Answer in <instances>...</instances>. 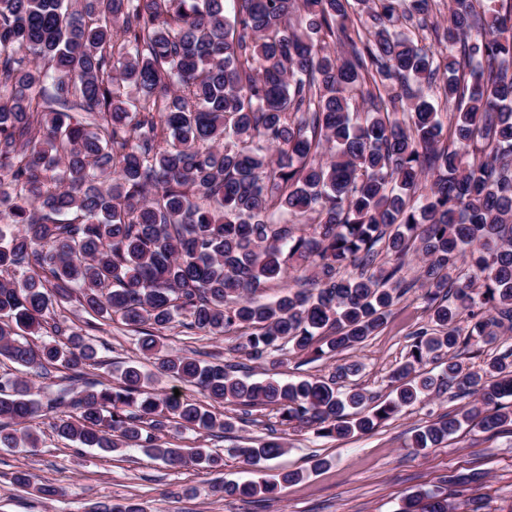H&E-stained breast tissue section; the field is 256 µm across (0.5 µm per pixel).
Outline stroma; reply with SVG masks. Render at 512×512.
Segmentation results:
<instances>
[{
	"label": "stroma",
	"mask_w": 512,
	"mask_h": 512,
	"mask_svg": "<svg viewBox=\"0 0 512 512\" xmlns=\"http://www.w3.org/2000/svg\"><path fill=\"white\" fill-rule=\"evenodd\" d=\"M67 326L95 340L105 365L103 380H115L121 368L144 363L136 333L118 322L89 315L75 302L66 304ZM430 311L419 293L402 297L389 312L376 335L352 348L324 355L282 357L273 353L265 362L248 360L239 340L228 333L219 339L197 337L173 327L161 332L164 349L186 355L195 351L218 352L225 364L236 366L239 376L252 381L278 373L280 379L299 376L330 378L337 366L358 363L362 370L351 382L375 403L394 397L392 373L403 364L416 330L430 326ZM475 397L453 399L432 394L422 402L402 408L373 432L346 439L323 438L310 431L298 432L282 424L280 413L270 406L250 408L228 403L223 413L232 417V432L215 437L208 432L183 431L173 438L182 446L202 445L219 450L224 466L209 470L200 466L173 469L148 458L141 449L105 452L83 448L58 438L49 425L39 429L36 452L0 448V512H89L99 502L133 498L147 512H397L402 499L415 491L446 489L459 512H468L467 492L444 487L445 476L479 468L487 474L482 494L489 512H512V426L492 434L474 425L463 426L447 443L418 451L409 441L415 430L431 424L441 414L472 407ZM277 435L286 442L285 452L271 460L276 471H300L304 480L290 487L279 501L253 503L226 499L218 487L227 479L246 480L248 466L235 454L237 448L254 446ZM323 467H316V460ZM26 470L62 489V496L48 501L18 487L13 476Z\"/></svg>",
	"instance_id": "stroma-1"
}]
</instances>
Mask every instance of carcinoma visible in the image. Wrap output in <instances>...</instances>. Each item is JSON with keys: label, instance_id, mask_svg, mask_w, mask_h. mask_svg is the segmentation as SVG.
<instances>
[{"label": "carcinoma", "instance_id": "1", "mask_svg": "<svg viewBox=\"0 0 512 512\" xmlns=\"http://www.w3.org/2000/svg\"><path fill=\"white\" fill-rule=\"evenodd\" d=\"M0 0V357L29 374L60 366L81 389L42 402L0 375V447L39 444L52 419L89 448H140L172 468L224 466L210 448L161 441L172 430L234 423L173 394L147 393L138 364L92 378L94 345L47 317L77 301L140 334L163 374L219 406L263 404L320 437L367 434L432 392L479 395L410 447L433 448L463 425H512V349L472 371L456 352L512 330V0ZM427 27L436 53L407 24ZM436 87L448 123L423 89ZM424 262L403 276L409 255ZM386 256L389 268L377 267ZM308 287L258 304L267 284ZM435 327L415 333L396 397L370 413L365 393L331 382L249 383L224 365L163 350L179 324L239 332L254 359H318L364 342L416 287ZM467 314L466 334L458 317ZM47 337L39 345L28 336ZM436 364L438 374L416 367ZM257 466L279 437L235 449ZM486 472L447 482L477 494ZM300 474L226 481L219 492L280 500ZM14 482L50 500L28 471ZM448 495L413 492L399 512H450ZM90 512H147L99 503Z\"/></svg>", "mask_w": 512, "mask_h": 512}]
</instances>
